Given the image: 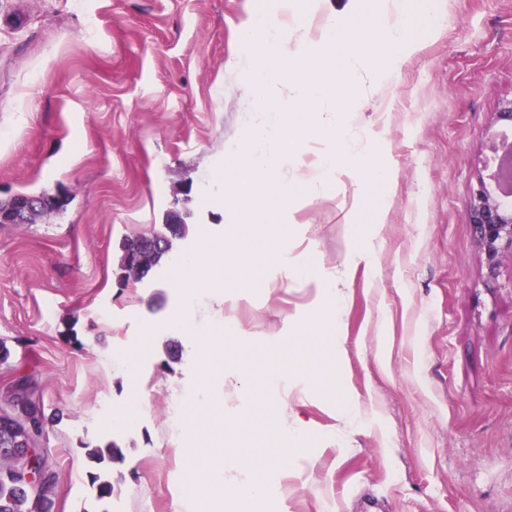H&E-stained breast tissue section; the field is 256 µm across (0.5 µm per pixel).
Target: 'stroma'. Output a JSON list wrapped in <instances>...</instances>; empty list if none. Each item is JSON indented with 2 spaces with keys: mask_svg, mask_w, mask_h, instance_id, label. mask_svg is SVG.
I'll return each instance as SVG.
<instances>
[{
  "mask_svg": "<svg viewBox=\"0 0 512 512\" xmlns=\"http://www.w3.org/2000/svg\"><path fill=\"white\" fill-rule=\"evenodd\" d=\"M424 3L435 26L358 100L363 138L394 174L372 189L381 223L346 224L350 184L290 207L294 254L342 281L339 346L306 357L297 330L324 316L322 290L245 227L221 315L193 308L201 334L226 336L224 376L207 382L196 339L165 328L182 305L171 260L224 248L219 174L250 128L237 34L276 0H0V201L66 200L0 224V396L26 376L44 405L52 512H193L214 456L252 463L272 448L288 468L269 469L265 512H363L369 497L381 512H512V264L488 276L468 221L493 114L512 97V0ZM173 211L187 235L122 283L123 239L163 231ZM273 396L283 416L267 413ZM287 423L300 442L281 436ZM110 442L121 457L89 461Z\"/></svg>",
  "mask_w": 512,
  "mask_h": 512,
  "instance_id": "stroma-1",
  "label": "stroma"
}]
</instances>
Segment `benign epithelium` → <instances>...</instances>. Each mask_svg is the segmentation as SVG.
Masks as SVG:
<instances>
[{"label":"benign epithelium","mask_w":512,"mask_h":512,"mask_svg":"<svg viewBox=\"0 0 512 512\" xmlns=\"http://www.w3.org/2000/svg\"><path fill=\"white\" fill-rule=\"evenodd\" d=\"M493 134L512 130V98L502 100L494 112ZM486 176L479 177V189L476 191L469 213L476 241L485 255L488 274L496 275L500 265L512 262V156L505 154L499 161H487L484 165ZM59 198L53 194L43 197L12 200L9 207L0 212V221L7 224H30L41 216L48 204L56 203ZM12 425H20L25 438L18 441V447L10 453L19 456L24 463L21 485H49L52 471L36 466V455L40 436L35 430L41 422L40 409L30 404L19 409V413L4 418Z\"/></svg>","instance_id":"7a95c632"}]
</instances>
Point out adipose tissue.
<instances>
[{"label":"adipose tissue","mask_w":512,"mask_h":512,"mask_svg":"<svg viewBox=\"0 0 512 512\" xmlns=\"http://www.w3.org/2000/svg\"><path fill=\"white\" fill-rule=\"evenodd\" d=\"M208 252L199 251L194 255L177 257L171 264L174 283L180 288L186 312L174 316L170 322L172 330L190 336L196 330L195 322L188 309L201 295H209L215 302H223L224 283L215 269L208 267ZM232 457H224L211 465V481L208 493L200 502L199 512H243L262 501L266 495V463L249 467L246 477L240 481L233 494L224 492V472L234 465Z\"/></svg>","instance_id":"1"}]
</instances>
